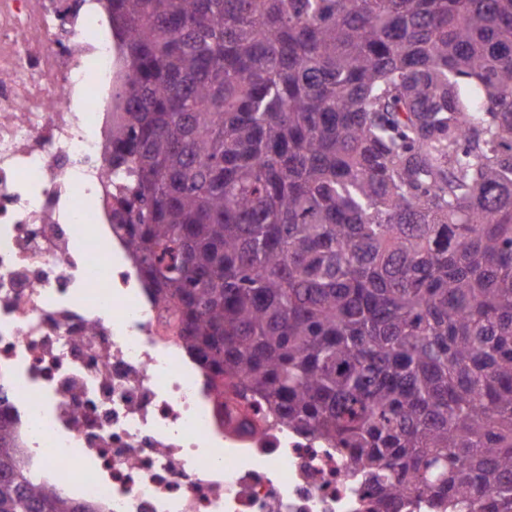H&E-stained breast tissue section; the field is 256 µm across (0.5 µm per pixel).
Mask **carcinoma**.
I'll use <instances>...</instances> for the list:
<instances>
[{
  "label": "carcinoma",
  "instance_id": "obj_1",
  "mask_svg": "<svg viewBox=\"0 0 512 512\" xmlns=\"http://www.w3.org/2000/svg\"><path fill=\"white\" fill-rule=\"evenodd\" d=\"M108 165L187 348L410 512H512V0H107ZM0 512H90L18 469Z\"/></svg>",
  "mask_w": 512,
  "mask_h": 512
}]
</instances>
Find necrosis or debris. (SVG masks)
Returning a JSON list of instances; mask_svg holds the SVG:
<instances>
[{
    "label": "necrosis or debris",
    "instance_id": "4bbe7bcc",
    "mask_svg": "<svg viewBox=\"0 0 512 512\" xmlns=\"http://www.w3.org/2000/svg\"><path fill=\"white\" fill-rule=\"evenodd\" d=\"M123 78L97 0H0V389L24 476L96 512H359L349 457L246 411L113 230Z\"/></svg>",
    "mask_w": 512,
    "mask_h": 512
}]
</instances>
